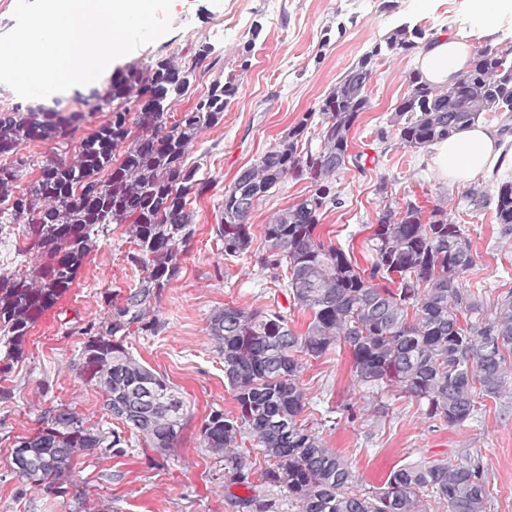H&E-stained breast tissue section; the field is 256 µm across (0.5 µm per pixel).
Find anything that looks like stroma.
Wrapping results in <instances>:
<instances>
[{"mask_svg": "<svg viewBox=\"0 0 512 512\" xmlns=\"http://www.w3.org/2000/svg\"><path fill=\"white\" fill-rule=\"evenodd\" d=\"M170 16L171 31L114 60L103 76L109 79L130 65H146L175 52L188 54L198 43L212 45L213 65L199 67L189 92L170 101L175 119L193 109L228 72L240 76L223 120L201 130L186 155L209 188L187 202L197 231L192 249L179 257L178 277L161 297L164 328L159 335L127 341L136 358L181 388L193 417L177 448L160 455L113 420L100 391L72 368L82 329L99 326L108 317L104 295L126 294L143 275L126 259L135 245L125 225H110L94 243L72 288L33 325L12 372L0 376V512H73L65 498L23 481L8 465L16 437L35 432L41 412L61 405L88 424L118 431L127 441L125 454L99 450L76 465L83 512H233L224 496V466L206 455L197 440L198 426L211 409L232 415L238 411L207 324L227 304L250 309L284 306L288 299L253 258H225L214 239L211 229L224 216L225 187L305 112L318 109L340 75L398 25L449 37L466 29L472 31L475 47L485 39L475 29L468 0H172ZM416 58L413 52L394 53L379 63L367 88L370 107L360 113L349 135L360 165L337 175L338 203L323 213L317 232L367 268L373 257L367 247L369 226L384 205L410 196L428 208L441 205L449 222L466 226L476 254V264L465 276L467 285L494 297L512 288V241L500 240L491 211H471L465 185L444 176L428 149L400 145L390 125ZM111 117L108 109L94 113L65 146L24 140L15 153L0 155V165L24 159L21 183L29 185L40 164L73 156ZM384 178L389 193L383 198L376 187ZM309 190V181L289 178L256 203L250 219L254 243L262 242L269 215L299 202ZM40 262L28 247L22 222L0 224V273L25 271ZM351 369L348 351H331L308 362L301 384L305 418L314 423L332 419L323 439L351 465L359 486L380 488L400 466L465 459L490 481V512H512V394L487 401L472 419L451 426L427 418L417 402L405 398H363Z\"/></svg>", "mask_w": 512, "mask_h": 512, "instance_id": "stroma-1", "label": "stroma"}]
</instances>
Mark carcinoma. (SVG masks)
Wrapping results in <instances>:
<instances>
[{
    "instance_id": "1",
    "label": "carcinoma",
    "mask_w": 512,
    "mask_h": 512,
    "mask_svg": "<svg viewBox=\"0 0 512 512\" xmlns=\"http://www.w3.org/2000/svg\"><path fill=\"white\" fill-rule=\"evenodd\" d=\"M433 42L417 27L397 26L343 72L317 110L304 113L224 190V223L213 227L224 258L252 253L254 265L311 315L302 334L291 328V312L281 306L226 305L209 318L208 335L238 414L211 410L200 425L199 445L224 461V496L234 512H273L259 492H232L252 485V462L242 448L249 438L266 463L260 480L286 494L294 512H431L434 503L445 512L490 509L487 477L465 460L402 466L383 487L362 488L322 433L302 419L304 362L334 349H348L353 381L362 391L415 400L428 418L450 426L471 419L478 399L496 401L512 391V289L490 306L481 292L466 287L465 274L476 265L471 243L465 226L449 223L442 206L426 212L413 197L381 209L367 243L373 252L367 269L316 233L320 215L336 205V173L356 159L349 133L369 108L366 88L377 60ZM211 55V47L201 44L190 53V66L178 65L173 56L134 65L93 97L76 99L85 112L16 107L0 117L2 155L30 138L66 143L85 113L112 110V119L71 159L41 165L21 195L16 189L25 163L0 166V202L10 203L0 222L26 217L30 249L43 258L29 275H0V374L10 373L22 357L27 332L72 286L99 234L110 224H127L137 246L127 259L146 275L122 298L105 297L108 319L82 331L73 367L100 390L112 419L161 455L177 447L191 413L179 388L129 353L126 338L160 332V298L179 276V255L192 248L196 225L187 198L204 193L208 184L199 168L186 167L184 156L203 128L223 119L237 76L214 82L206 97L172 123L167 106L188 91L195 70ZM407 81L409 91L390 118L405 147L425 148L489 112L504 115L502 135L512 132V41L485 44L470 69L447 85L426 81L418 70ZM133 109L131 128L127 117ZM314 140L318 146L306 148ZM118 151L121 162L115 165ZM288 177L309 180L311 190L268 218L253 252L248 220L254 204ZM492 181L494 194L478 184L465 198L474 211L493 206L499 236L509 241L512 178L495 172ZM40 420L37 432L14 441L9 465L22 479L63 498L80 496L72 476L76 459L100 448L124 452L119 433L86 425L68 407H49Z\"/></svg>"
}]
</instances>
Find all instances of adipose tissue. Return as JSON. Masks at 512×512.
I'll return each instance as SVG.
<instances>
[{
  "label": "adipose tissue",
  "mask_w": 512,
  "mask_h": 512,
  "mask_svg": "<svg viewBox=\"0 0 512 512\" xmlns=\"http://www.w3.org/2000/svg\"><path fill=\"white\" fill-rule=\"evenodd\" d=\"M468 34L439 42L422 51L417 65L423 77L440 85L464 71L470 62ZM432 160L449 178L466 182L493 169L501 160L502 149L495 130L471 125L456 131L448 139L433 143Z\"/></svg>",
  "instance_id": "adipose-tissue-1"
}]
</instances>
